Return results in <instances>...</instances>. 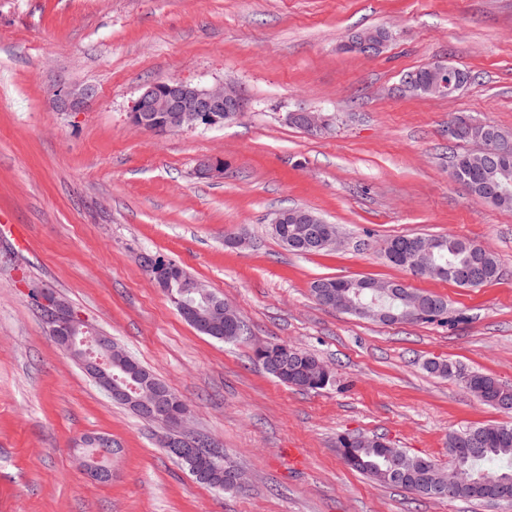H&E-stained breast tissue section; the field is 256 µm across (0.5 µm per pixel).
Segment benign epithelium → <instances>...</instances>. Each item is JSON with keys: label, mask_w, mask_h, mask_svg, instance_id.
I'll return each mask as SVG.
<instances>
[{"label": "benign epithelium", "mask_w": 512, "mask_h": 512, "mask_svg": "<svg viewBox=\"0 0 512 512\" xmlns=\"http://www.w3.org/2000/svg\"><path fill=\"white\" fill-rule=\"evenodd\" d=\"M384 40L374 32L358 33L348 43L354 52L367 48L378 49ZM431 88L439 97L451 98L461 88V84L432 78ZM94 97L89 86H63L56 90L54 103L63 110H80ZM244 111V101L239 90L231 84H218L211 87H198L178 79H167L146 85L135 101L130 112V123L155 136L173 134L184 128H222L224 124L239 117ZM289 121L297 124L310 134L322 133L327 125V116L321 112L296 111L289 114ZM312 224V235L306 239L310 244L335 246L340 243V234L334 224H322L310 213L288 216L279 213L275 224ZM144 270L166 293H171L172 282L179 283L180 296L172 297L183 307L185 316L199 329L214 331L217 324L229 318L224 334L236 332V313L224 300L214 297L206 286L197 279L183 280L178 271L158 261V258L144 257ZM30 297L38 302L56 344L70 354L95 379L107 396L114 401L126 403L129 407L144 414H151L166 429L164 442L183 459L189 461L197 472H202L211 464V458L221 459L223 452L207 448V455L197 450V435L191 429L189 408L182 404L176 410L162 402L163 393L149 374L135 362L129 360L123 373L129 378L112 373L113 357L118 348L112 337L97 332L86 318L70 303L61 297L38 288L29 290ZM329 305L339 311H352L361 315H371L373 311L366 304L346 303L341 294L330 290L324 292ZM81 467L87 477L96 482L112 480V471L100 464L97 455L81 457ZM446 482L440 495L451 490L475 485L472 472L456 459V449L448 450Z\"/></svg>", "instance_id": "7a95c632"}]
</instances>
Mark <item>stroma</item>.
I'll return each mask as SVG.
<instances>
[{"mask_svg": "<svg viewBox=\"0 0 512 512\" xmlns=\"http://www.w3.org/2000/svg\"><path fill=\"white\" fill-rule=\"evenodd\" d=\"M393 37L351 52L355 33ZM470 70L453 98L404 92L405 72ZM236 84L245 110L224 128L159 138L131 125L148 83ZM62 85L91 105L61 111ZM329 112L311 136L285 120ZM512 131V0H0V512H512L430 499L346 467L345 433L448 463V435L512 423L453 378L447 360L512 387V214L451 179L452 117ZM224 163L199 177L200 160ZM335 224L338 247L286 250L287 208ZM454 234L490 247L502 277L481 288L390 265L387 239ZM240 235L244 246L228 237ZM172 260L229 303L249 333L198 334L144 273ZM397 280L443 296L450 324H384L319 305L326 278ZM55 291L164 380L192 425L245 473L237 492L200 485L52 341L27 295ZM310 350L332 370L317 391L254 360L259 343ZM116 445L112 479L83 476L74 442ZM94 97V91L89 86H63L56 90L54 103L63 110H81Z\"/></svg>", "mask_w": 512, "mask_h": 512, "instance_id": "stroma-1", "label": "stroma"}]
</instances>
